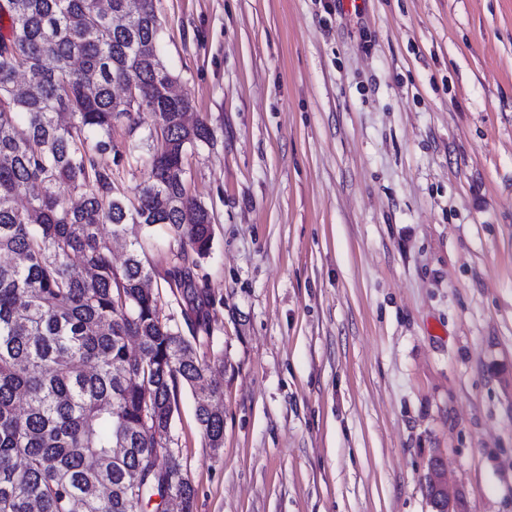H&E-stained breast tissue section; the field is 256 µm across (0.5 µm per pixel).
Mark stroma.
Masks as SVG:
<instances>
[{"label": "stroma", "instance_id": "1", "mask_svg": "<svg viewBox=\"0 0 512 512\" xmlns=\"http://www.w3.org/2000/svg\"><path fill=\"white\" fill-rule=\"evenodd\" d=\"M159 49L206 119L185 186L193 268L127 225L160 315L224 360V446L189 390L172 443L194 512H512V0H158ZM98 157L135 197L140 139ZM208 327L200 329L198 318ZM424 482L433 488L430 500L433 512H466L464 498L448 483L440 458L434 457L430 460Z\"/></svg>", "mask_w": 512, "mask_h": 512}]
</instances>
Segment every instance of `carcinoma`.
Segmentation results:
<instances>
[{"label": "carcinoma", "mask_w": 512, "mask_h": 512, "mask_svg": "<svg viewBox=\"0 0 512 512\" xmlns=\"http://www.w3.org/2000/svg\"><path fill=\"white\" fill-rule=\"evenodd\" d=\"M0 512H143L173 489L193 512L178 464L162 469L179 387L196 396L208 447L224 442V360L199 353L160 317L137 243L117 269L129 223L165 225L180 254L206 257L208 208L185 187L188 150L213 133L158 50L157 0H0ZM26 90L15 89L19 78ZM148 110V177L131 201L97 155L112 129ZM78 192L80 204L66 193ZM23 195L26 205L18 207ZM111 225L110 236L100 227ZM169 287L200 292L191 268ZM25 407L18 408L19 400Z\"/></svg>", "instance_id": "cac0c4a2"}]
</instances>
